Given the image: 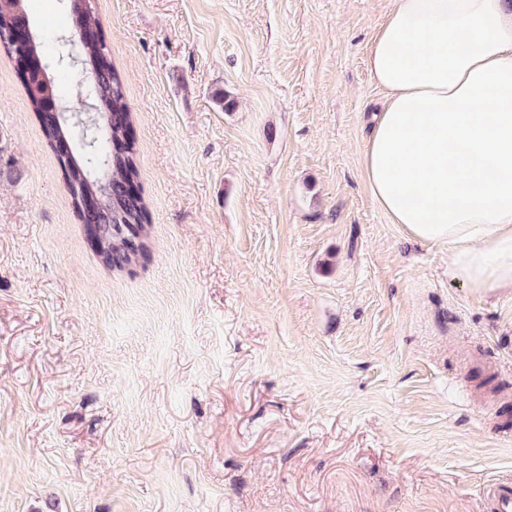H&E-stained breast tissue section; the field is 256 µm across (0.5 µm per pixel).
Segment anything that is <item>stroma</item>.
Wrapping results in <instances>:
<instances>
[{
  "label": "stroma",
  "instance_id": "1",
  "mask_svg": "<svg viewBox=\"0 0 512 512\" xmlns=\"http://www.w3.org/2000/svg\"><path fill=\"white\" fill-rule=\"evenodd\" d=\"M95 5L148 254L101 264L0 50V512H487L512 292L451 281L363 179L391 0Z\"/></svg>",
  "mask_w": 512,
  "mask_h": 512
}]
</instances>
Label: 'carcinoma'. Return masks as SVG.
<instances>
[{
  "label": "carcinoma",
  "instance_id": "obj_1",
  "mask_svg": "<svg viewBox=\"0 0 512 512\" xmlns=\"http://www.w3.org/2000/svg\"><path fill=\"white\" fill-rule=\"evenodd\" d=\"M83 15L79 19L80 32L73 41L64 46L56 59L61 68L68 66V52L73 51L88 62V69H94L99 62L101 71L96 81L73 83L68 96L80 101L90 96L102 113V134L95 146L84 144V133L77 127L57 130L49 124L41 125V132L50 143L60 136H67L77 145L79 154L69 162L58 157V163L70 185L69 192L73 200L76 215L83 224L85 235L98 233L107 243V248L96 251L101 263L114 270H123L144 256L147 252L145 239L146 213L141 195L137 190L138 168L134 157L131 134V112L127 102L126 90L120 73L112 64L109 49L101 43L102 28L94 10V0H80ZM12 16L0 12V45L5 51L13 53L10 42ZM107 165L112 175V194L107 205L97 211V220L82 215L79 206L78 191H87L96 186L92 179L94 171Z\"/></svg>",
  "mask_w": 512,
  "mask_h": 512
}]
</instances>
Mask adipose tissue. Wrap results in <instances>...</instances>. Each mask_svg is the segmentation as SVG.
<instances>
[{"label": "adipose tissue", "instance_id": "1", "mask_svg": "<svg viewBox=\"0 0 512 512\" xmlns=\"http://www.w3.org/2000/svg\"><path fill=\"white\" fill-rule=\"evenodd\" d=\"M384 96L362 176L390 223L448 245V275L512 289V0H392L368 50Z\"/></svg>", "mask_w": 512, "mask_h": 512}]
</instances>
